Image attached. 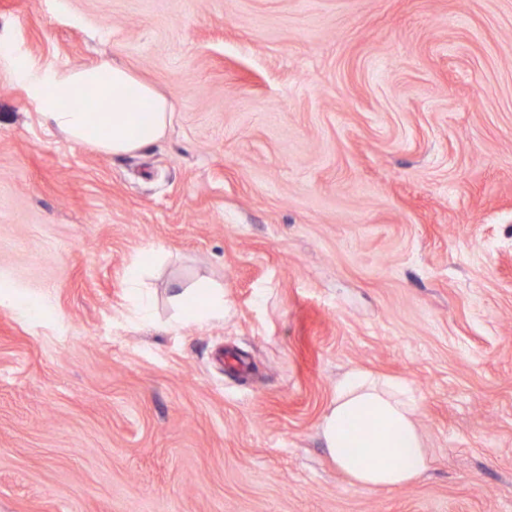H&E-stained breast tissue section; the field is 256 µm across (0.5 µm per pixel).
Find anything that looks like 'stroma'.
Instances as JSON below:
<instances>
[{
    "instance_id": "obj_1",
    "label": "stroma",
    "mask_w": 512,
    "mask_h": 512,
    "mask_svg": "<svg viewBox=\"0 0 512 512\" xmlns=\"http://www.w3.org/2000/svg\"><path fill=\"white\" fill-rule=\"evenodd\" d=\"M101 60L165 137L72 144L16 72ZM355 367L419 396L415 484L321 447ZM0 512H512V0H0ZM224 287L216 282H198L191 287H183L175 295L178 305L183 310L195 305L199 300L201 305L192 314L196 322L212 318L224 317Z\"/></svg>"
}]
</instances>
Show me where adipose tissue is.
<instances>
[{
  "label": "adipose tissue",
  "mask_w": 512,
  "mask_h": 512,
  "mask_svg": "<svg viewBox=\"0 0 512 512\" xmlns=\"http://www.w3.org/2000/svg\"><path fill=\"white\" fill-rule=\"evenodd\" d=\"M27 81L43 120L77 145L103 154H126L160 140L171 123L168 100L131 70L102 62L49 71L26 64ZM85 98L96 111L68 107ZM148 104L145 112L133 102ZM178 305L193 308L201 322L224 315V289L199 282L176 294ZM419 400L404 381L353 368L336 382L318 435L337 469L365 489H396L420 480L429 468L419 425Z\"/></svg>",
  "instance_id": "1"
}]
</instances>
